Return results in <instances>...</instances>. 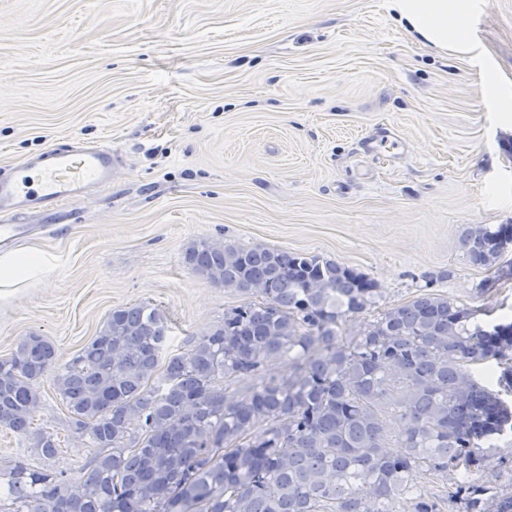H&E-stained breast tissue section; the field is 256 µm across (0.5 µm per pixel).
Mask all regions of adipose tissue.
<instances>
[{"label":"adipose tissue","mask_w":512,"mask_h":512,"mask_svg":"<svg viewBox=\"0 0 512 512\" xmlns=\"http://www.w3.org/2000/svg\"><path fill=\"white\" fill-rule=\"evenodd\" d=\"M399 18L412 32L434 46L465 54L471 50V0H394ZM55 268L53 255L38 249L0 254V299L11 289L47 279Z\"/></svg>","instance_id":"adipose-tissue-1"}]
</instances>
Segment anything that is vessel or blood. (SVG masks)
Returning <instances> with one entry per match:
<instances>
[{"instance_id":"1","label":"vessel or blood","mask_w":512,"mask_h":512,"mask_svg":"<svg viewBox=\"0 0 512 512\" xmlns=\"http://www.w3.org/2000/svg\"><path fill=\"white\" fill-rule=\"evenodd\" d=\"M114 166L110 148L76 141L36 154L9 177H0V248L30 234L19 215L35 210L45 224H54L62 204L110 184Z\"/></svg>"}]
</instances>
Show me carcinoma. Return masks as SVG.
<instances>
[{
    "label": "carcinoma",
    "instance_id": "obj_1",
    "mask_svg": "<svg viewBox=\"0 0 512 512\" xmlns=\"http://www.w3.org/2000/svg\"><path fill=\"white\" fill-rule=\"evenodd\" d=\"M489 228L468 224L460 245L476 266L498 262ZM192 273L246 301L158 367L167 319L149 304L112 310L67 362L45 336L21 337L0 359V429L31 441L44 460L54 434L31 429L40 383L52 377L70 432L93 454L57 473L25 459L0 469V512H440L417 475L460 468L466 512H512V491L487 495L485 448H502L512 475V408L470 366L490 359L512 393V323L488 330L478 311L423 293L343 336L375 304L365 273L304 252L196 241ZM257 296L260 301H253ZM287 355L286 380L264 361ZM247 380L241 393L232 383ZM402 420L400 453L384 419Z\"/></svg>",
    "mask_w": 512,
    "mask_h": 512
}]
</instances>
